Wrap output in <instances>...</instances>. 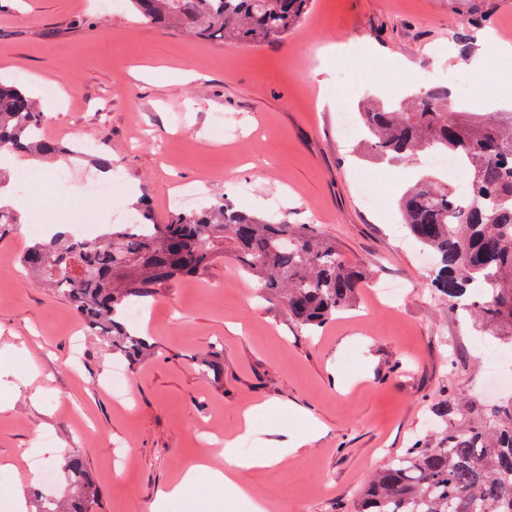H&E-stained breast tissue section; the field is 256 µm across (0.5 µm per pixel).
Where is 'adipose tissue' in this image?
<instances>
[{
    "label": "adipose tissue",
    "instance_id": "1",
    "mask_svg": "<svg viewBox=\"0 0 512 512\" xmlns=\"http://www.w3.org/2000/svg\"><path fill=\"white\" fill-rule=\"evenodd\" d=\"M284 453V448L278 447L270 454L240 458L228 446L224 449L226 465L222 468L212 467L198 458L188 459L179 479L169 486L166 496L170 499L186 498L189 489L204 479L212 485L224 488L234 503L247 505L250 512H263L264 505L255 498L248 476L251 472L271 467Z\"/></svg>",
    "mask_w": 512,
    "mask_h": 512
}]
</instances>
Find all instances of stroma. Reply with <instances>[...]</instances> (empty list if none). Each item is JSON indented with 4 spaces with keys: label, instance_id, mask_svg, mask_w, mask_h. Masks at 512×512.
I'll return each instance as SVG.
<instances>
[{
    "label": "stroma",
    "instance_id": "1",
    "mask_svg": "<svg viewBox=\"0 0 512 512\" xmlns=\"http://www.w3.org/2000/svg\"><path fill=\"white\" fill-rule=\"evenodd\" d=\"M483 5L484 30L460 50L453 33ZM511 29L512 0H313L288 37L255 47L173 35L123 8L99 13L95 0H0V78L39 102L45 136L111 154L129 186L122 209L142 201L164 224L180 191L197 187L204 201L226 197L310 225L372 271L356 307L313 338L233 258L171 282L139 327L154 353L126 366L118 399L103 383L118 361L111 346L23 273L30 227L10 225L0 233V496L21 494L36 512L39 497L67 495L62 465L76 451L98 491L91 512H225L223 491L204 480L186 501L163 493L212 441L251 457L267 453L275 430L305 443L252 474L256 493L275 512H351L376 467L432 435L434 407L455 395L486 406L512 397V386L485 396L479 347L495 336L449 315L430 288L433 261L401 229L397 201L419 169L385 167L383 202L367 205L359 183L375 161L338 134L331 101L319 99L337 66L320 52L357 40L369 53L350 85L353 106L389 100L395 73L405 91L445 83L473 118L507 119L512 59L494 55L484 35L503 42ZM49 83L61 101L46 99ZM9 165L36 168L44 206L80 193L79 179L56 182V163L16 156ZM387 282L400 294L376 301ZM217 347L222 371H201L197 357ZM452 348L463 357L454 371ZM34 459L53 485L40 483Z\"/></svg>",
    "mask_w": 512,
    "mask_h": 512
}]
</instances>
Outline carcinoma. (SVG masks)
<instances>
[{
    "label": "carcinoma",
    "instance_id": "1",
    "mask_svg": "<svg viewBox=\"0 0 512 512\" xmlns=\"http://www.w3.org/2000/svg\"><path fill=\"white\" fill-rule=\"evenodd\" d=\"M312 0H128L143 22L202 41L264 44L288 36ZM488 15H471L454 34L462 48ZM370 148L392 162H414L431 151L455 156L466 172L470 202L433 177L400 200L403 225L435 257L433 292L448 313L464 310L485 326L512 334V130L493 119L474 123L455 111L448 87L412 95L405 107L382 103L361 113ZM41 113L16 82L0 80V149L35 158L65 152L37 132ZM136 223L88 239L35 238L20 264L70 300L91 334L139 362L149 343L126 320L127 310L178 278L195 277L230 255L263 290L282 299L288 317L314 336L348 310L368 276L345 263L336 245L302 224L271 222L224 200L180 212L166 224L136 207ZM438 436L419 439L388 460L362 489L354 512H512V399L483 409L458 399L434 410ZM64 469L70 496L40 500L39 512H91L96 490L82 456Z\"/></svg>",
    "mask_w": 512,
    "mask_h": 512
}]
</instances>
